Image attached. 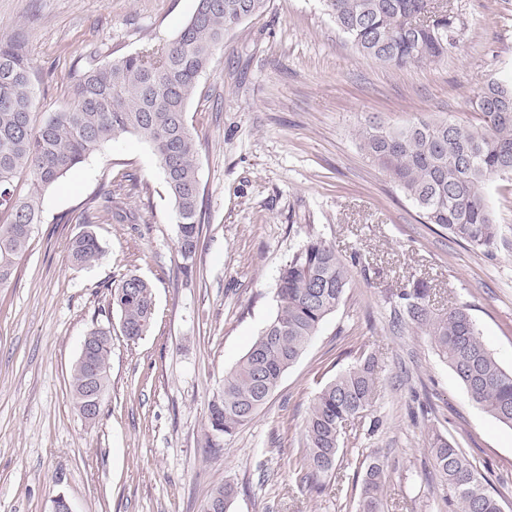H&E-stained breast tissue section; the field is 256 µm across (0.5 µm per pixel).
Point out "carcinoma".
Segmentation results:
<instances>
[{
	"mask_svg": "<svg viewBox=\"0 0 512 512\" xmlns=\"http://www.w3.org/2000/svg\"><path fill=\"white\" fill-rule=\"evenodd\" d=\"M336 26L365 56L397 69L434 62L457 47L462 23L451 11L434 14L431 24L409 26V16L436 0H323ZM268 0H197L195 11L169 43H147L135 53L90 64L76 78L70 101L58 112L36 119L33 109L34 59L27 44L0 36V288L8 286L18 261L42 223V192L83 164L105 143L134 135L158 158L178 226L179 252L195 255L202 232L201 184L196 137L187 122V106L198 80L232 25L258 18ZM512 85L490 81L478 88L479 123L418 118L402 127L365 120L359 131L366 158L385 171L413 200L423 223L435 224L457 241L490 250L502 241L485 197L493 177L512 175ZM136 184L111 180L93 199L101 216L117 223L130 217L112 209L120 195ZM102 255L96 234L86 230L72 239V265L91 267ZM352 270L335 245L309 240L280 270L277 313L249 349L224 376L208 408L211 429L231 436L249 423L279 386L284 373L307 349L325 318L345 300ZM123 293L112 308L129 339L145 335L155 301L150 283L134 273L122 275L110 294ZM392 326L422 330L462 383L471 399L497 421L512 427V372L504 370L486 348L468 309L442 314L431 308V287L412 278L396 293ZM93 354L72 367L69 395L78 414L89 400V368L96 370L95 389L110 385L112 341L101 328ZM378 392L377 362L363 355L328 381L311 400L303 422L301 483L312 489L336 475L340 439L363 418ZM433 468L447 487L456 512H503L488 479L454 443L435 435L429 448ZM364 474L356 512H383L386 481L377 455L362 462ZM237 487L215 488L208 501L224 500L229 509Z\"/></svg>",
	"mask_w": 512,
	"mask_h": 512,
	"instance_id": "carcinoma-1",
	"label": "carcinoma"
}]
</instances>
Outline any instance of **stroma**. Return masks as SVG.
<instances>
[{
	"instance_id": "obj_1",
	"label": "stroma",
	"mask_w": 512,
	"mask_h": 512,
	"mask_svg": "<svg viewBox=\"0 0 512 512\" xmlns=\"http://www.w3.org/2000/svg\"><path fill=\"white\" fill-rule=\"evenodd\" d=\"M196 0H0V35L23 34L35 59L34 109L56 112L74 73L170 42ZM466 23L447 58L405 69L355 48L321 0H270L224 34L187 120L199 149L203 231L192 262L151 148L112 140L43 195L14 279L0 288V512H204L235 483L229 512H356L353 460L381 457L385 512H449L428 448L454 441L512 512V429L475 404L428 336L391 327L395 293L430 281L435 312L462 305L512 371V248L491 253L422 223L417 206L365 158V117L474 124L484 83L512 82V0H451ZM128 174L134 223L100 221L103 255L73 266L66 246L104 182ZM312 238L360 253L345 301L252 421L215 434L208 404L224 375L275 317L279 272ZM132 272L153 287L155 315L131 340L109 304ZM112 331L111 387L95 422L69 399L71 368L91 328ZM375 355L379 395L340 450L342 478L299 484L311 399L359 354Z\"/></svg>"
}]
</instances>
